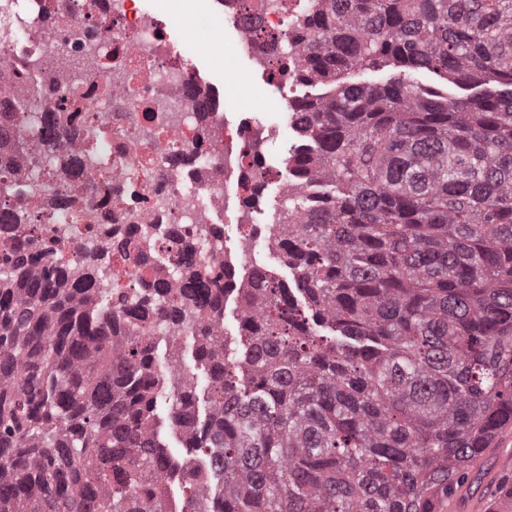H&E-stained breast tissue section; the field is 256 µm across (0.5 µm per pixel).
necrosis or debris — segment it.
<instances>
[{"label":"necrosis or debris","instance_id":"necrosis-or-debris-1","mask_svg":"<svg viewBox=\"0 0 512 512\" xmlns=\"http://www.w3.org/2000/svg\"><path fill=\"white\" fill-rule=\"evenodd\" d=\"M311 0H209L210 33L229 35L260 71L287 59L298 83ZM187 15L161 0H0V214L43 239L68 272L112 299L115 336H141L179 359L198 324L224 339V318L180 298L191 278L222 298L257 287L258 249L280 255L281 206L263 187L296 192L272 147L303 151L296 96L274 113L225 112L233 86L206 82L185 36ZM234 209L235 221L220 214ZM160 285L179 321L129 315Z\"/></svg>","mask_w":512,"mask_h":512}]
</instances>
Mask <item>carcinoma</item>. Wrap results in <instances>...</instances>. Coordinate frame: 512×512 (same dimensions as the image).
I'll use <instances>...</instances> for the list:
<instances>
[{
	"instance_id": "obj_1",
	"label": "carcinoma",
	"mask_w": 512,
	"mask_h": 512,
	"mask_svg": "<svg viewBox=\"0 0 512 512\" xmlns=\"http://www.w3.org/2000/svg\"><path fill=\"white\" fill-rule=\"evenodd\" d=\"M305 68L297 296L197 337L178 512H432L512 421V0H323ZM47 253L0 250V512H167L151 347Z\"/></svg>"
}]
</instances>
